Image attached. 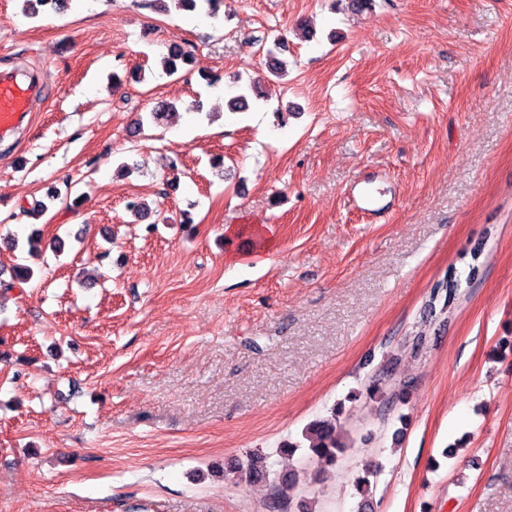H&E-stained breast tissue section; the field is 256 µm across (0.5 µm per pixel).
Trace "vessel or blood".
I'll return each mask as SVG.
<instances>
[{
  "mask_svg": "<svg viewBox=\"0 0 512 512\" xmlns=\"http://www.w3.org/2000/svg\"><path fill=\"white\" fill-rule=\"evenodd\" d=\"M42 92L43 85L37 72L0 70V138L23 126L31 112L32 101Z\"/></svg>",
  "mask_w": 512,
  "mask_h": 512,
  "instance_id": "vessel-or-blood-1",
  "label": "vessel or blood"
}]
</instances>
